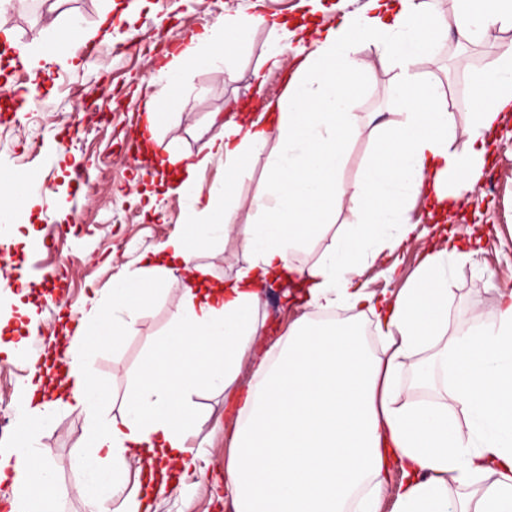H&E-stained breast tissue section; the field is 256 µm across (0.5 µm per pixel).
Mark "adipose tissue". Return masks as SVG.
Instances as JSON below:
<instances>
[{"label": "adipose tissue", "instance_id": "obj_1", "mask_svg": "<svg viewBox=\"0 0 512 512\" xmlns=\"http://www.w3.org/2000/svg\"><path fill=\"white\" fill-rule=\"evenodd\" d=\"M458 2L449 22L440 0H399L394 10L387 0H365L319 31L314 51L298 61L280 98L262 102L257 119L228 126L212 114L197 152L167 150L156 167L186 199L185 228L160 244L153 264L117 275L108 299L83 314L55 399L31 382L21 389L16 455L32 452L35 430L59 408L81 410L90 425L75 465L90 512H151L171 465L195 464L188 443L205 416L192 397L205 390L241 399L224 459L232 512H347L351 502L357 512H377L375 490L393 465L401 470L395 512H512V290L449 331L448 281L464 263L447 237L403 288L377 295L356 284L367 264L415 233L409 203L430 198L438 221L446 220L483 178L490 137L512 117V48L485 62L462 128L443 86L414 71L449 35L477 43L512 29V0ZM261 27L275 34L286 24L235 13L192 35L154 76L160 89L145 104L142 141L161 147V117L186 66L234 74L239 45ZM370 45L374 64L364 57ZM395 62L404 72L395 90L400 118L381 124L362 175L345 190L339 170L360 95L374 65ZM268 148V174L250 200L256 219L238 223V181ZM213 162L223 165L224 181L204 195L201 174ZM342 210L350 217L343 232L317 259L297 262ZM231 237L245 264L213 281L198 248ZM172 282L180 292L170 323L175 346L154 352L136 374L120 417L99 420L104 390L88 371V351L97 336L127 335ZM280 284L303 313L268 344L263 299ZM339 307L366 310L382 354L356 323L323 320ZM422 354L439 362L446 379L444 393L429 400L397 388L407 362ZM253 356V380L240 388V366ZM134 462L145 464V482L130 493ZM476 483L479 499H463L461 488ZM56 485L54 468L41 467L36 484L15 469L12 512H55Z\"/></svg>", "mask_w": 512, "mask_h": 512}]
</instances>
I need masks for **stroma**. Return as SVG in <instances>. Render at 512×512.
I'll return each mask as SVG.
<instances>
[{
  "label": "stroma",
  "instance_id": "1",
  "mask_svg": "<svg viewBox=\"0 0 512 512\" xmlns=\"http://www.w3.org/2000/svg\"><path fill=\"white\" fill-rule=\"evenodd\" d=\"M252 0H112V33L98 32L103 0H39L37 13L28 0H0V28L15 41L41 51L55 36L51 21L66 24L81 18L93 36L88 43L65 42L58 58L40 70L43 99L16 109L11 90L23 86L30 71L14 70L0 58V178L13 196L30 208L27 224L0 226L11 251L5 255L0 279L26 272L39 287L22 298L0 296L8 311L0 315V400L16 399L19 390L48 353L64 357L68 339L62 313L91 311L112 289L124 268L138 267V258L183 228L186 201L169 192L155 176L150 159L138 148L135 130L140 107L156 91L153 74L167 54L191 35L223 23L225 14L248 11ZM300 0H265L267 12L305 22L306 30L289 35L290 47L281 69L256 89L252 74L271 40L268 30L253 31L241 50L234 78L201 67L184 72L181 87L160 127L163 143L196 151L199 134L211 113L225 120L242 119L243 108L258 109L260 99L280 97L294 68V48L311 46V30L337 24L363 0H327L328 11L304 14ZM512 43V29L494 32L485 42L461 46L448 39L432 59L417 67L422 77L440 81L448 93V110L457 126H465L474 109V76L485 61ZM399 68L375 67L356 108L357 131L348 144L340 169L344 188H352L375 146L377 127L395 109L393 85ZM37 172L39 184L22 180ZM83 180H76V172ZM486 182L470 194L452 224L478 217L473 235H458L454 244L471 258L462 276L448 283L450 327L463 324L474 311L495 304L498 293L512 290V133L500 132L490 146ZM433 237L414 238L392 254L366 266L359 279L367 290L390 289L384 275L397 264L403 277L413 276L433 244ZM489 265L486 278L481 265ZM32 307L22 314L20 304ZM179 305L176 290L159 294L119 345L105 340L89 356L93 378L105 391L104 417L120 416L124 397L149 352L164 339ZM44 344L30 350L32 335ZM211 415L194 437L197 468L173 474L172 486L159 496L152 512H232L224 503V451L232 432L233 407L223 396L196 395ZM88 421L78 410H59L38 429V460L57 470L59 512H88L81 474L70 461L81 449Z\"/></svg>",
  "mask_w": 512,
  "mask_h": 512
}]
</instances>
